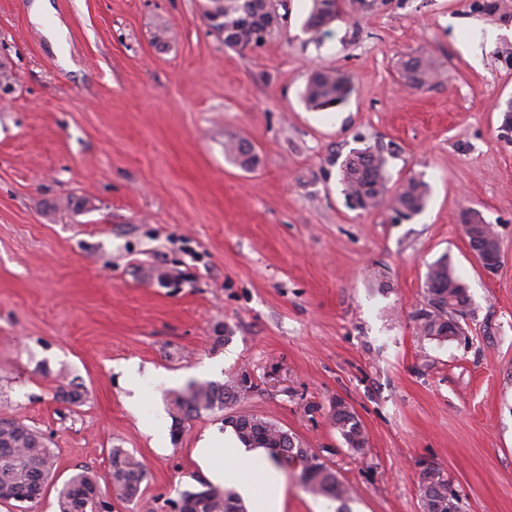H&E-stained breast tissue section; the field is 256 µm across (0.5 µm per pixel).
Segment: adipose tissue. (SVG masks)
I'll list each match as a JSON object with an SVG mask.
<instances>
[{"instance_id":"obj_1","label":"adipose tissue","mask_w":512,"mask_h":512,"mask_svg":"<svg viewBox=\"0 0 512 512\" xmlns=\"http://www.w3.org/2000/svg\"><path fill=\"white\" fill-rule=\"evenodd\" d=\"M212 454L213 450L210 448L208 440H200L194 450V457L198 466L210 481L222 485H237L241 493L248 497L252 505L251 512H281L280 507L260 497L254 485L241 480L240 474L247 467L250 460L249 453L233 443L225 446L224 458L227 465L221 470L213 468L211 464Z\"/></svg>"}]
</instances>
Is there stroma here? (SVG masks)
Masks as SVG:
<instances>
[{
	"instance_id": "35a3bbf8",
	"label": "stroma",
	"mask_w": 512,
	"mask_h": 512,
	"mask_svg": "<svg viewBox=\"0 0 512 512\" xmlns=\"http://www.w3.org/2000/svg\"><path fill=\"white\" fill-rule=\"evenodd\" d=\"M476 0H388L307 31L311 0H286L282 34L231 49L206 0H0V411L38 429L55 472L33 512L109 451L145 465L112 512H171L207 478L194 450L253 413L313 448L352 485V512H421L440 469L462 512H512V17ZM439 78L404 86L400 60ZM351 78L340 104L308 108L310 69ZM248 143L257 165L224 150ZM381 150L391 186L431 195L402 219L347 201L341 165ZM480 211L502 254L477 261L460 225ZM468 287L461 337L422 336L429 266ZM138 368L136 389L124 368ZM248 372L256 388L186 420L172 440L166 395ZM79 391L80 404L64 395ZM368 444L350 450L335 399ZM244 477L283 512H336L299 468L285 488ZM331 420L351 450L359 452L365 447L366 433L355 413L343 400L336 399L332 404Z\"/></svg>"
}]
</instances>
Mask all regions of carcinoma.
<instances>
[{"label": "carcinoma", "mask_w": 512, "mask_h": 512, "mask_svg": "<svg viewBox=\"0 0 512 512\" xmlns=\"http://www.w3.org/2000/svg\"><path fill=\"white\" fill-rule=\"evenodd\" d=\"M372 0H312L305 22L316 32L329 27L346 8H371ZM278 0H208L205 17L210 27L224 36V45L247 49L263 45L268 38L284 27L285 15L279 12ZM483 13H512L509 0H492L477 4ZM400 77L411 87L430 83L436 74L419 58L410 57L400 62ZM351 92L347 74L339 69L316 67L309 75L303 98L312 109H326L343 101ZM227 153L244 168H253L257 157L245 142L232 143ZM341 183L346 197L361 210L387 207L402 218L420 214L426 207L430 188L422 179L411 177L396 189L389 187L387 158L380 150L364 149L347 157L341 168ZM467 239L477 238L483 248L494 250L497 240L493 226L480 214L463 228ZM427 307L414 316L417 328L430 338L448 340V328L458 325L469 305L466 284L455 274L446 259L433 263L425 276ZM249 373L240 372L222 384L192 382L184 390L171 393L173 440H179L184 427L182 421L202 412L221 410L229 403L247 398L238 393L246 387ZM331 420L349 448L361 451L367 444L366 433L343 400L334 401ZM239 442L247 449L262 448L268 458L282 465L299 463L307 489L315 496L340 502L336 512H350L348 502L353 491L342 483L336 471L319 461L316 452L295 435L276 423L251 413H240L224 418ZM54 450L43 434L25 423L0 429V489L8 491L5 503L20 512H28L43 496L54 472ZM145 478V467L140 459L123 448L110 450V469L104 481L88 471L73 474L58 492V512H112V498L130 500L139 493ZM423 512H460L459 498L448 480L436 468L428 467L420 484ZM191 502L190 512H247L241 497L226 487L208 485L203 490L185 491L171 502L172 512H184L183 505Z\"/></svg>", "instance_id": "cac0c4a2"}]
</instances>
